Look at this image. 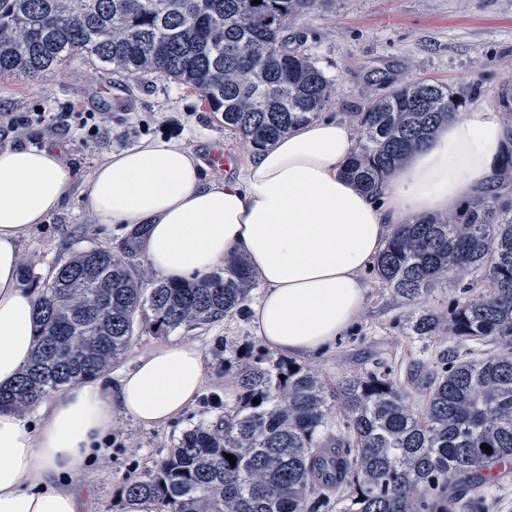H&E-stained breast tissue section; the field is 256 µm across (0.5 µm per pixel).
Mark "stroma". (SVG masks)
Masks as SVG:
<instances>
[{
    "instance_id": "1",
    "label": "stroma",
    "mask_w": 512,
    "mask_h": 512,
    "mask_svg": "<svg viewBox=\"0 0 512 512\" xmlns=\"http://www.w3.org/2000/svg\"><path fill=\"white\" fill-rule=\"evenodd\" d=\"M284 37L289 49L311 57L330 80L332 97L323 111L349 125L356 112L384 95L390 86L437 80L458 89L475 86L472 106L498 104L505 81L512 80V0H316ZM112 86V97L101 90ZM103 112L107 118L98 138L84 140L75 123L30 127L27 144L60 141L67 145L74 170L72 192L65 206L37 225L21 246L22 261L31 263L38 279L53 275L71 253L96 247L118 248L126 236L123 226L104 231L79 204V192L95 165L107 154L162 135L197 153L206 164L227 152L234 167L215 174L236 177L254 154L252 145L225 129L197 90L157 74L138 78L99 69L86 56L75 55L35 77L0 76L1 112ZM371 283L367 303L348 332L316 354L300 358L327 383L380 367L392 369L399 382L420 396L412 375L435 355H471L456 339H419L405 335L399 320L408 305L366 271ZM229 346L261 348L250 320L237 317L196 328L177 329L161 337H134L116 371L133 367L136 357L167 340H191L201 348L208 384L206 397L230 402L235 398L231 372L213 355L215 338ZM195 404L164 428L142 426L131 418H116L103 452L89 467L83 512H121V488L127 480L145 476L167 456L180 433L203 420Z\"/></svg>"
}]
</instances>
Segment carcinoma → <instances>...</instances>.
<instances>
[{
  "label": "carcinoma",
  "instance_id": "obj_1",
  "mask_svg": "<svg viewBox=\"0 0 512 512\" xmlns=\"http://www.w3.org/2000/svg\"><path fill=\"white\" fill-rule=\"evenodd\" d=\"M314 2L0 0V75L33 77L82 53L131 77L158 73L200 92L224 127L262 147L317 119L331 99L315 62L281 38ZM466 103L439 82L392 88L357 114L360 139L344 174L378 189ZM500 107L512 137L509 81ZM138 254L130 235L116 251L74 254L39 285L37 351L16 385L0 388L1 408L24 412L106 373L139 328L164 334L246 315L257 278L245 257L177 281L138 264ZM374 271L413 305L449 275L472 272L451 316L413 309L404 328L512 344V199L503 192L480 194L459 214L395 226ZM233 367L234 403L184 430L124 494L153 499L157 512H319L331 490L341 493L338 512H487V471L512 459L511 350L440 359L420 381L419 406L387 369L329 387L311 368L246 347Z\"/></svg>",
  "mask_w": 512,
  "mask_h": 512
}]
</instances>
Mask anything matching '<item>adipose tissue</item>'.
<instances>
[{"mask_svg":"<svg viewBox=\"0 0 512 512\" xmlns=\"http://www.w3.org/2000/svg\"><path fill=\"white\" fill-rule=\"evenodd\" d=\"M505 145L498 113H458L369 192L343 174L356 142L337 119L289 130L238 180H214L192 150L157 137L105 156L80 201L103 229L146 225L142 254L164 278H200L231 255L246 257L263 284L250 306L256 335L271 352L306 356L357 320L370 289L364 272L395 225L459 211L498 177ZM73 178L61 145L0 148L2 388L36 350L37 295L21 286V244L60 210ZM206 382L195 342L160 343L119 377L59 391L37 428L0 409V512H81L80 478L115 417L166 426Z\"/></svg>","mask_w":512,"mask_h":512,"instance_id":"obj_1","label":"adipose tissue"}]
</instances>
